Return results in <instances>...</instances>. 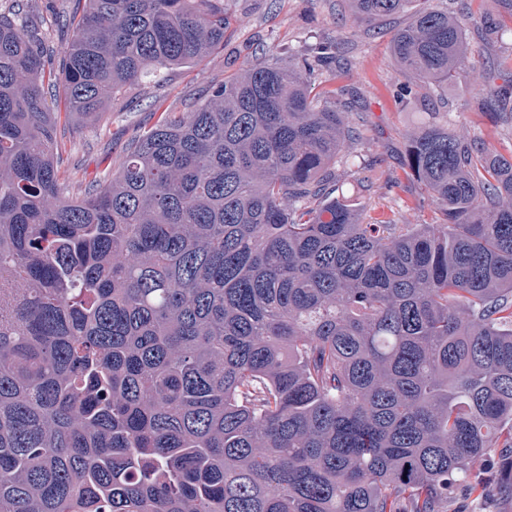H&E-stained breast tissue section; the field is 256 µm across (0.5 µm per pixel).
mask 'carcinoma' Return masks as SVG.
<instances>
[{
  "mask_svg": "<svg viewBox=\"0 0 512 512\" xmlns=\"http://www.w3.org/2000/svg\"><path fill=\"white\" fill-rule=\"evenodd\" d=\"M361 21L412 0H347ZM224 0H84L58 78L79 127L224 43ZM446 88L466 20L391 40ZM28 0L0 10V512H448L512 497V158L406 135L440 224L333 195L355 139L317 74L250 65L77 194ZM504 117L512 83L478 84Z\"/></svg>",
  "mask_w": 512,
  "mask_h": 512,
  "instance_id": "carcinoma-1",
  "label": "carcinoma"
}]
</instances>
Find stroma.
<instances>
[{
	"instance_id": "obj_1",
	"label": "stroma",
	"mask_w": 512,
	"mask_h": 512,
	"mask_svg": "<svg viewBox=\"0 0 512 512\" xmlns=\"http://www.w3.org/2000/svg\"><path fill=\"white\" fill-rule=\"evenodd\" d=\"M434 5L467 15L468 48L456 77L444 93L416 83L407 99L396 96L407 78L392 57L389 38L402 26L395 17L365 25L344 12L342 0H224L228 28L225 45L198 64L144 80L116 98L99 122L74 130L68 117L58 119L62 168L83 183L103 182L116 172L131 145L167 112H187L213 87L268 55L288 60L308 52L320 40L342 36L346 73L328 81V88L349 86L359 96L348 120L358 139L336 160L339 191L369 204L373 218L397 224H437L441 215L406 172L404 136L429 122L447 123L454 132L482 141L499 153H512V122L501 123L476 104L477 69L491 68V81L512 79V23H505L496 43H484L476 25L495 12L494 0H433Z\"/></svg>"
}]
</instances>
